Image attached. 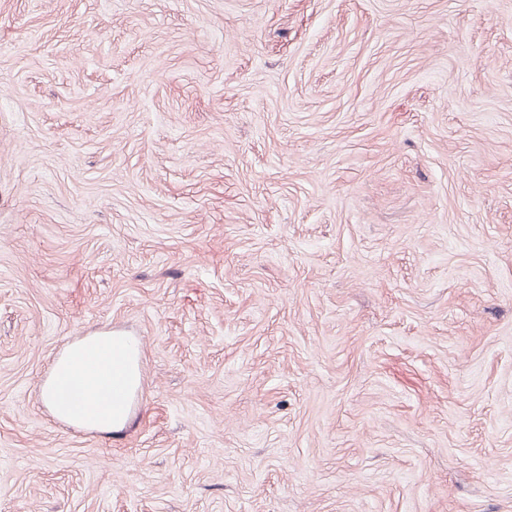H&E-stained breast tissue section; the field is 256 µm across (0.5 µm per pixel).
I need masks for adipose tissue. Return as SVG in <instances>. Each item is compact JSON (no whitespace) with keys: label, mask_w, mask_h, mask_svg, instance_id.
Wrapping results in <instances>:
<instances>
[{"label":"adipose tissue","mask_w":512,"mask_h":512,"mask_svg":"<svg viewBox=\"0 0 512 512\" xmlns=\"http://www.w3.org/2000/svg\"><path fill=\"white\" fill-rule=\"evenodd\" d=\"M140 353L134 337L109 331L69 344L41 387L44 404L54 417L79 429L100 433L122 429L128 409L114 392L138 387L134 363Z\"/></svg>","instance_id":"1"}]
</instances>
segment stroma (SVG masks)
Listing matches in <instances>:
<instances>
[{"label":"stroma","instance_id":"obj_1","mask_svg":"<svg viewBox=\"0 0 512 512\" xmlns=\"http://www.w3.org/2000/svg\"><path fill=\"white\" fill-rule=\"evenodd\" d=\"M0 512H512V0H0ZM133 336L101 331L69 344L56 360L50 379L41 386V397L54 417L88 431L110 433L128 421V406L115 397L117 387H139L133 362L140 357ZM74 386L81 392L75 403L62 393Z\"/></svg>","mask_w":512,"mask_h":512}]
</instances>
